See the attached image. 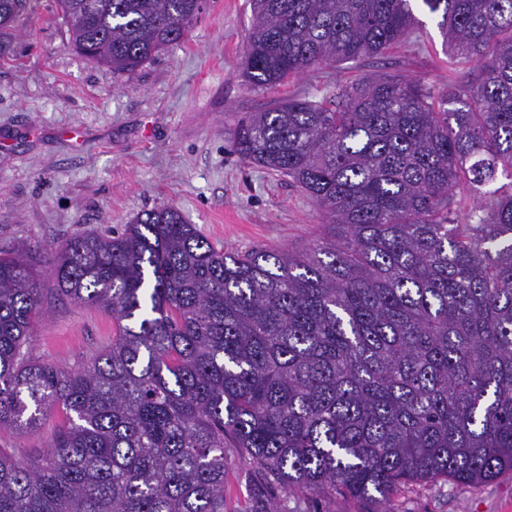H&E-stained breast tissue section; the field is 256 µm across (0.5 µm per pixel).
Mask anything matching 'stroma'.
<instances>
[{
    "label": "stroma",
    "mask_w": 512,
    "mask_h": 512,
    "mask_svg": "<svg viewBox=\"0 0 512 512\" xmlns=\"http://www.w3.org/2000/svg\"><path fill=\"white\" fill-rule=\"evenodd\" d=\"M0 51V250L120 229L143 212L175 207L215 246L245 253L308 249L324 230L316 205L287 179L244 162L232 131L282 98L319 101L368 76L407 75L433 91L466 81L474 64L449 65L444 37L418 7L414 34L359 63L324 66L273 89L241 75L252 24L247 0H210L184 40L125 74L70 44L54 0H33ZM112 340V318L61 297L30 339L33 355L82 367ZM65 419L0 430V448L42 455ZM279 512H374L373 502L293 492ZM391 512H512V474L475 486L445 480L396 488Z\"/></svg>",
    "instance_id": "obj_1"
}]
</instances>
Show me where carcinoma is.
<instances>
[{
	"instance_id": "1",
	"label": "carcinoma",
	"mask_w": 512,
	"mask_h": 512,
	"mask_svg": "<svg viewBox=\"0 0 512 512\" xmlns=\"http://www.w3.org/2000/svg\"><path fill=\"white\" fill-rule=\"evenodd\" d=\"M415 0H250L255 88L357 63L412 32ZM475 63L434 94L366 77L238 123L245 162L288 179L328 236L228 252L174 207L58 245L0 251V429L65 410L38 459L0 448V512H224L280 493L366 498L512 473V0H420ZM71 44L114 73L179 43L208 0H55ZM32 0H0V46ZM476 199L470 224L455 195ZM51 274L46 287L41 268ZM96 306L111 345L76 371L28 352L53 296ZM250 466L237 458L224 475V511L242 512L249 499Z\"/></svg>"
}]
</instances>
